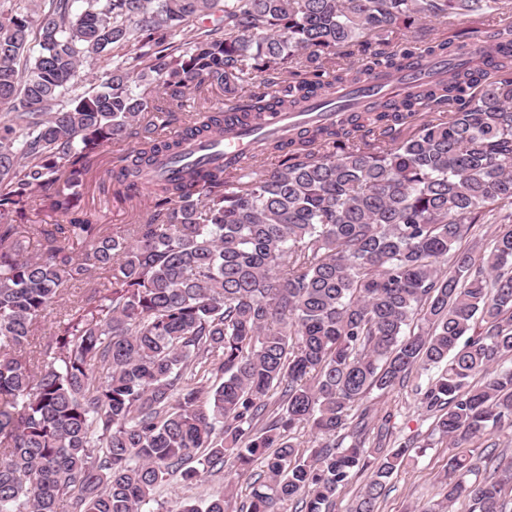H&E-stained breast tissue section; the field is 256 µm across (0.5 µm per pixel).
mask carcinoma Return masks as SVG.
I'll return each mask as SVG.
<instances>
[{
    "mask_svg": "<svg viewBox=\"0 0 512 512\" xmlns=\"http://www.w3.org/2000/svg\"><path fill=\"white\" fill-rule=\"evenodd\" d=\"M500 2L224 0L222 36L194 24L215 0H42L34 16L0 14V512H58L63 498L72 512H230L229 484L175 510L155 492L256 461L265 475L246 512L287 500L330 512L367 470L349 512H377L417 446L385 448L381 428L367 438L363 401L418 368L435 369L420 391L432 433L469 447L448 455L441 498L422 512L460 499L506 512L512 458L472 447L512 428V228L478 256L455 244L491 206L512 208V27L484 41L483 60L398 102L268 141L233 169L151 177L188 139L224 137L214 106L159 137L190 86L231 94L259 72L239 118L299 108L413 55L365 45L366 64L336 70L337 50ZM478 33L427 53L451 56ZM104 55L99 89L66 98L78 68ZM422 101L442 118L395 137ZM127 137L136 145L112 176L150 206L112 232L79 216L80 188L99 148ZM36 200L64 221L29 225L40 246L29 257L18 234ZM95 276L101 285L30 350L62 286ZM306 427L326 442L304 458L292 434ZM198 451L200 469L189 465Z\"/></svg>",
    "mask_w": 512,
    "mask_h": 512,
    "instance_id": "carcinoma-1",
    "label": "carcinoma"
}]
</instances>
